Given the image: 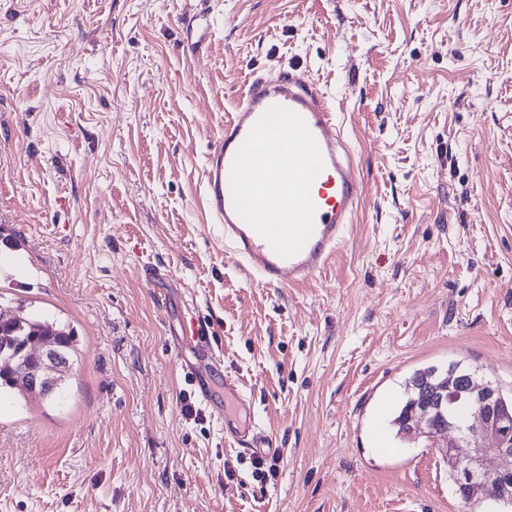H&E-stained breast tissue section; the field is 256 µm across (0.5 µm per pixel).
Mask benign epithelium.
Instances as JSON below:
<instances>
[{"mask_svg":"<svg viewBox=\"0 0 512 512\" xmlns=\"http://www.w3.org/2000/svg\"><path fill=\"white\" fill-rule=\"evenodd\" d=\"M64 362L56 356L51 342H46L35 364L25 368L20 382L41 387L57 395L55 383L61 380ZM452 405L472 408L467 421L453 424L455 435L439 448L442 458L456 469L455 494H488V499L512 507V414L504 408L502 388L492 382L469 378L466 385L443 397ZM498 460L490 470L486 461Z\"/></svg>","mask_w":512,"mask_h":512,"instance_id":"obj_1","label":"benign epithelium"}]
</instances>
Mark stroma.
<instances>
[{"label":"stroma","mask_w":512,"mask_h":512,"mask_svg":"<svg viewBox=\"0 0 512 512\" xmlns=\"http://www.w3.org/2000/svg\"><path fill=\"white\" fill-rule=\"evenodd\" d=\"M295 66L363 202L324 270L264 288L204 171L248 82ZM189 303L224 359L206 405ZM20 306L76 353L61 404L0 396V512H469L442 436L371 429L422 367L512 388V0H0V314ZM228 374L278 445L267 481L216 417Z\"/></svg>","instance_id":"obj_1"}]
</instances>
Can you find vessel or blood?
<instances>
[{
    "label": "vessel or blood",
    "instance_id": "vessel-or-blood-1",
    "mask_svg": "<svg viewBox=\"0 0 512 512\" xmlns=\"http://www.w3.org/2000/svg\"><path fill=\"white\" fill-rule=\"evenodd\" d=\"M204 188L233 258L269 288L304 284L328 265L363 193L334 109L299 68L247 85L208 155ZM183 336L199 355L182 365L183 377L206 399L203 372L221 370L223 360L195 316ZM224 434L247 452L274 446L246 425Z\"/></svg>",
    "mask_w": 512,
    "mask_h": 512
}]
</instances>
